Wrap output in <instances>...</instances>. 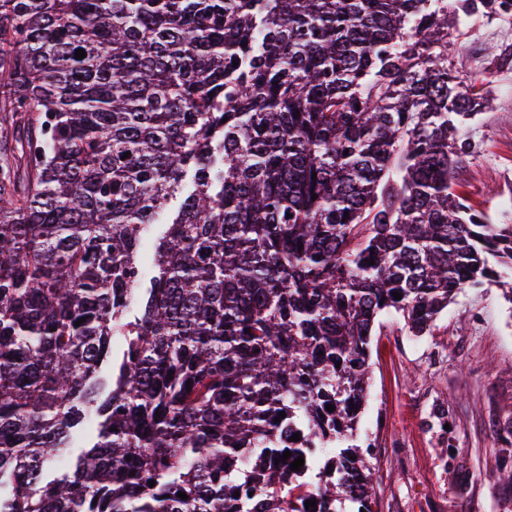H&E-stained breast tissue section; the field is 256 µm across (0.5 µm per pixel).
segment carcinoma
<instances>
[{"label":"carcinoma","instance_id":"carcinoma-1","mask_svg":"<svg viewBox=\"0 0 512 512\" xmlns=\"http://www.w3.org/2000/svg\"><path fill=\"white\" fill-rule=\"evenodd\" d=\"M511 3L0 0V512H373L378 317L512 271L448 69Z\"/></svg>","mask_w":512,"mask_h":512}]
</instances>
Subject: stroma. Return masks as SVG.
<instances>
[{
    "instance_id": "35a3bbf8",
    "label": "stroma",
    "mask_w": 512,
    "mask_h": 512,
    "mask_svg": "<svg viewBox=\"0 0 512 512\" xmlns=\"http://www.w3.org/2000/svg\"><path fill=\"white\" fill-rule=\"evenodd\" d=\"M459 80L493 99L467 133L476 145L460 191L496 224H512V16L462 18L449 36ZM448 418L431 429L432 415ZM357 443L370 462L375 512H512V304L501 288L461 292L431 334L385 314Z\"/></svg>"
}]
</instances>
